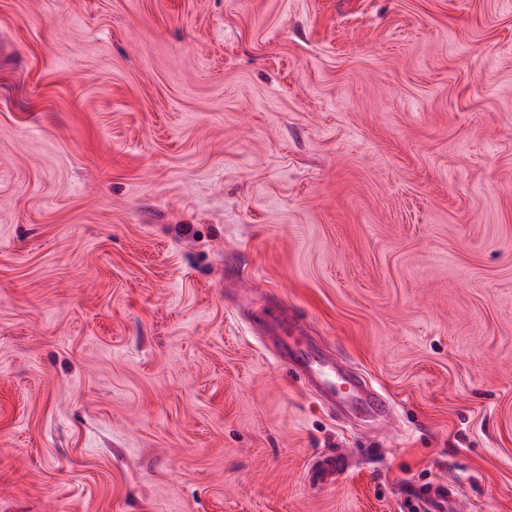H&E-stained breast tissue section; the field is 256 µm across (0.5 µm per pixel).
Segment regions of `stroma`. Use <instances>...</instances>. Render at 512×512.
Segmentation results:
<instances>
[{
  "label": "stroma",
  "mask_w": 512,
  "mask_h": 512,
  "mask_svg": "<svg viewBox=\"0 0 512 512\" xmlns=\"http://www.w3.org/2000/svg\"><path fill=\"white\" fill-rule=\"evenodd\" d=\"M238 287L387 418L292 376ZM437 480L512 512V0H0V512Z\"/></svg>",
  "instance_id": "1"
}]
</instances>
